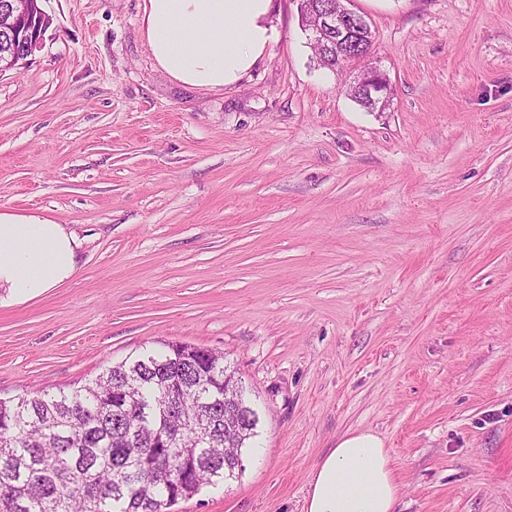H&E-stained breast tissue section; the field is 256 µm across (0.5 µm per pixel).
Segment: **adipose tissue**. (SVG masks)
I'll return each instance as SVG.
<instances>
[{"mask_svg": "<svg viewBox=\"0 0 512 512\" xmlns=\"http://www.w3.org/2000/svg\"><path fill=\"white\" fill-rule=\"evenodd\" d=\"M272 0H144L143 26L156 63L190 85L238 82L274 36ZM80 240L61 224L0 211V308L62 287L75 274ZM391 458L372 432L341 437L314 468L305 512H395Z\"/></svg>", "mask_w": 512, "mask_h": 512, "instance_id": "1", "label": "adipose tissue"}]
</instances>
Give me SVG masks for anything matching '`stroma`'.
I'll return each mask as SVG.
<instances>
[{
    "label": "stroma",
    "instance_id": "obj_1",
    "mask_svg": "<svg viewBox=\"0 0 512 512\" xmlns=\"http://www.w3.org/2000/svg\"><path fill=\"white\" fill-rule=\"evenodd\" d=\"M273 4L264 56L213 88L157 65L142 0H43L41 47L0 74V210L82 247L0 309V398L190 343L260 424L171 512H304L350 431L383 439L397 512H512V0H354L381 112ZM354 85L360 87L366 96L367 101L376 107L380 100L391 98L392 87L387 75L377 67H369L363 71Z\"/></svg>",
    "mask_w": 512,
    "mask_h": 512
}]
</instances>
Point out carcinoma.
Segmentation results:
<instances>
[{"mask_svg": "<svg viewBox=\"0 0 512 512\" xmlns=\"http://www.w3.org/2000/svg\"><path fill=\"white\" fill-rule=\"evenodd\" d=\"M226 375L247 425L228 438ZM259 423L224 355L187 344L140 352L68 391L0 400V512H168L234 476L224 450L242 454Z\"/></svg>", "mask_w": 512, "mask_h": 512, "instance_id": "carcinoma-1", "label": "carcinoma"}]
</instances>
